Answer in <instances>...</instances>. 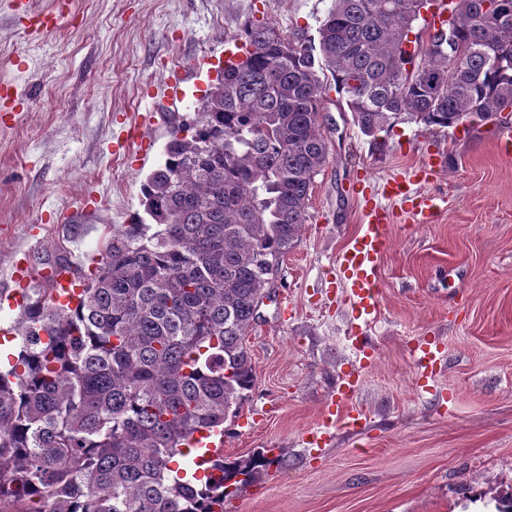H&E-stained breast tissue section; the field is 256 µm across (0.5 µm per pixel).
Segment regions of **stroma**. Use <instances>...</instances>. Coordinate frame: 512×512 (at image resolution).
<instances>
[{
    "label": "stroma",
    "mask_w": 512,
    "mask_h": 512,
    "mask_svg": "<svg viewBox=\"0 0 512 512\" xmlns=\"http://www.w3.org/2000/svg\"><path fill=\"white\" fill-rule=\"evenodd\" d=\"M59 28L30 36L0 0V81L16 88L0 112V354L19 351L7 295L15 266L88 270L112 232L143 213L142 186L165 146L242 45L248 23L319 37L331 0H66ZM195 72L177 99L170 71ZM330 161L315 176L308 218L247 336L255 385L224 424V454L271 465L224 501V512H497L512 491V116L468 128L395 118L364 135L345 95L326 92ZM137 129L146 155L113 145ZM444 166L418 184L440 210L430 223L394 210L380 262L374 322L354 319L338 254L359 231L348 188L369 177ZM369 336V351L355 338ZM444 344L433 372L410 348ZM361 427L339 422L318 447L339 379Z\"/></svg>",
    "instance_id": "1"
}]
</instances>
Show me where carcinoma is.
<instances>
[{
    "label": "carcinoma",
    "mask_w": 512,
    "mask_h": 512,
    "mask_svg": "<svg viewBox=\"0 0 512 512\" xmlns=\"http://www.w3.org/2000/svg\"><path fill=\"white\" fill-rule=\"evenodd\" d=\"M333 0L319 44L254 24L245 57L201 99L192 139L172 132L143 184L152 223L107 240L81 292L29 300L0 371V512H224L270 464L197 462L255 381L246 337L307 221L329 162L328 81L367 136L393 115L427 127L512 112V0Z\"/></svg>",
    "instance_id": "carcinoma-1"
}]
</instances>
